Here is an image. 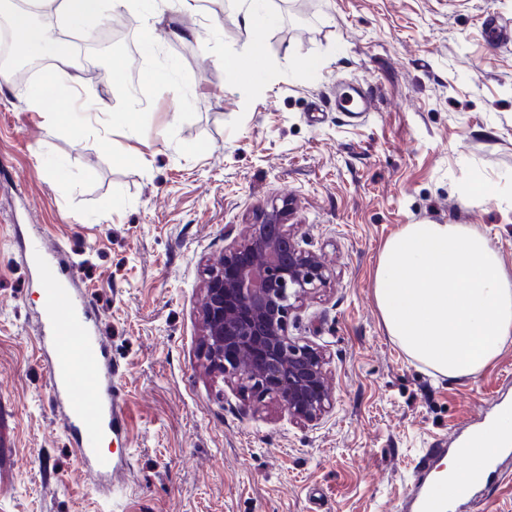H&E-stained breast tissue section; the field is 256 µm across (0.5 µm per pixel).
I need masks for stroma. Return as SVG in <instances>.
<instances>
[{
	"label": "stroma",
	"mask_w": 512,
	"mask_h": 512,
	"mask_svg": "<svg viewBox=\"0 0 512 512\" xmlns=\"http://www.w3.org/2000/svg\"><path fill=\"white\" fill-rule=\"evenodd\" d=\"M289 2L270 0L281 21L243 62L267 82L226 75L252 35L229 0H197L166 12L151 49L138 10L113 13L109 114L74 101L50 120L27 88L0 86V512H407L424 450L512 401V345L475 377L435 375L387 335L373 295L407 224L475 227L512 272V0H304V17ZM152 70L167 81H143ZM345 85L373 110L337 111ZM132 86L134 140L111 118ZM283 204L327 269L288 324L327 358L334 404L308 426L198 358L206 265ZM19 224L70 254L120 367L115 445L131 465L101 486L52 405ZM498 464L453 512H512V456Z\"/></svg>",
	"instance_id": "obj_1"
}]
</instances>
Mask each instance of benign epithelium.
<instances>
[{
  "instance_id": "7a95c632",
  "label": "benign epithelium",
  "mask_w": 512,
  "mask_h": 512,
  "mask_svg": "<svg viewBox=\"0 0 512 512\" xmlns=\"http://www.w3.org/2000/svg\"><path fill=\"white\" fill-rule=\"evenodd\" d=\"M287 216L286 204L260 211L249 234L207 271L200 357L209 374L244 380L252 396L275 400L290 420L309 425L333 407L327 360L317 344L288 335V321L326 276L316 255L297 248Z\"/></svg>"
}]
</instances>
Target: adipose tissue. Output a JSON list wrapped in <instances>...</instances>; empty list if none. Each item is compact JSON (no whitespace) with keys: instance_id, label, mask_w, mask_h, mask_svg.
Instances as JSON below:
<instances>
[{"instance_id":"adipose-tissue-1","label":"adipose tissue","mask_w":512,"mask_h":512,"mask_svg":"<svg viewBox=\"0 0 512 512\" xmlns=\"http://www.w3.org/2000/svg\"><path fill=\"white\" fill-rule=\"evenodd\" d=\"M131 0H27L11 14L10 31L29 55L60 64L46 85L28 95L30 109L58 113L62 85L78 83L70 73L68 43L39 36L34 15L63 17L74 27L88 26ZM235 18L253 32L250 57L262 56L261 30L278 24L279 13L265 0H230ZM374 299L393 341L411 358L450 379L476 376L512 344V273L478 230L464 224H407L387 240L374 276ZM512 446V425L482 437L444 460L434 476L447 495L476 479L497 448ZM468 468H460L459 458Z\"/></svg>"}]
</instances>
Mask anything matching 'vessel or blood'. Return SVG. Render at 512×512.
I'll use <instances>...</instances> for the list:
<instances>
[{
  "label": "vessel or blood",
  "mask_w": 512,
  "mask_h": 512,
  "mask_svg": "<svg viewBox=\"0 0 512 512\" xmlns=\"http://www.w3.org/2000/svg\"><path fill=\"white\" fill-rule=\"evenodd\" d=\"M370 108L369 98L357 88L347 89L336 100L340 112ZM27 250L41 257L34 269L44 290L39 346L53 402L75 446L77 464L97 478L109 477L126 459L102 453L96 442L102 432L114 437L123 432L126 414L118 404L116 385L120 370L101 367L104 348L90 328V301L69 287L59 263L46 258L43 242H32Z\"/></svg>",
  "instance_id": "vessel-or-blood-1"
}]
</instances>
